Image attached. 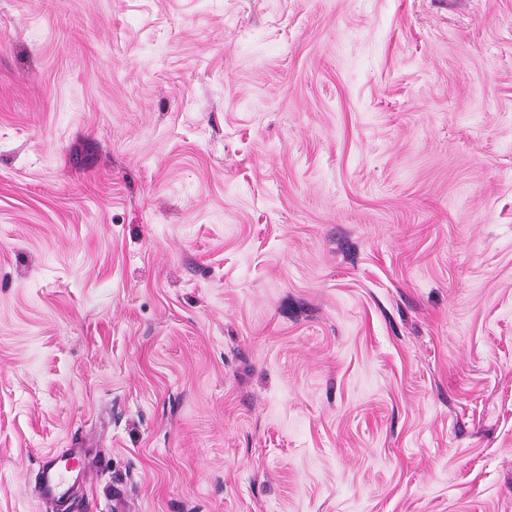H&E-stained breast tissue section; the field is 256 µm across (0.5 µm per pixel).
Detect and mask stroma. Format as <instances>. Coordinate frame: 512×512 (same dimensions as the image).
<instances>
[{
	"label": "stroma",
	"mask_w": 512,
	"mask_h": 512,
	"mask_svg": "<svg viewBox=\"0 0 512 512\" xmlns=\"http://www.w3.org/2000/svg\"><path fill=\"white\" fill-rule=\"evenodd\" d=\"M512 512V0H0V512ZM86 474V461L80 450L70 449L61 456L49 454L39 465L35 492L45 501L66 505L72 496L71 481L75 482Z\"/></svg>",
	"instance_id": "obj_1"
}]
</instances>
